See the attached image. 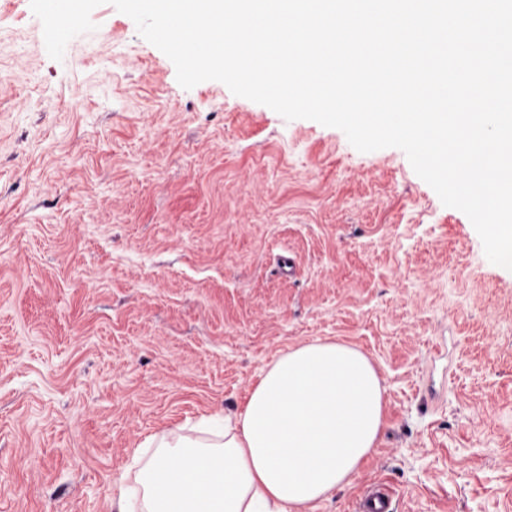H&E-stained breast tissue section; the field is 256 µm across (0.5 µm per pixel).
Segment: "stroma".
Returning a JSON list of instances; mask_svg holds the SVG:
<instances>
[{
	"mask_svg": "<svg viewBox=\"0 0 512 512\" xmlns=\"http://www.w3.org/2000/svg\"><path fill=\"white\" fill-rule=\"evenodd\" d=\"M91 19L56 61L0 0V512H116L148 436L242 411L316 340L388 387L316 512L374 481L395 512H512V271L470 219L401 149L184 89L108 0Z\"/></svg>",
	"mask_w": 512,
	"mask_h": 512,
	"instance_id": "35a3bbf8",
	"label": "stroma"
}]
</instances>
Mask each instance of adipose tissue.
Instances as JSON below:
<instances>
[{"mask_svg":"<svg viewBox=\"0 0 512 512\" xmlns=\"http://www.w3.org/2000/svg\"><path fill=\"white\" fill-rule=\"evenodd\" d=\"M387 387L359 349L301 343L262 374L214 433L146 438L118 512H312L378 447Z\"/></svg>","mask_w":512,"mask_h":512,"instance_id":"1","label":"adipose tissue"}]
</instances>
